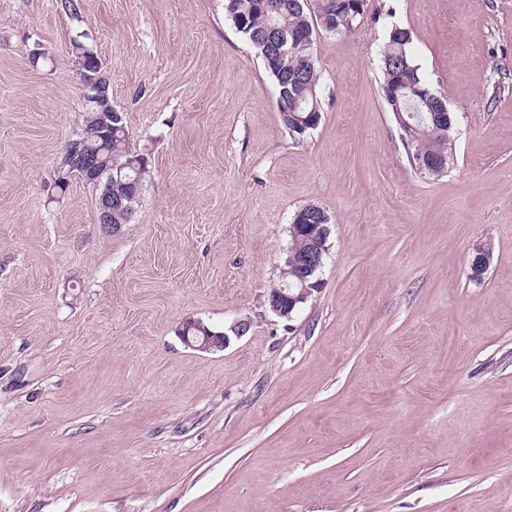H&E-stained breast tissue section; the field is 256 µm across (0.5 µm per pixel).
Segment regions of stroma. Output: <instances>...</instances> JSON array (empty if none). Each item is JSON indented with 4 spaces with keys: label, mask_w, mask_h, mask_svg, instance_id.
I'll use <instances>...</instances> for the list:
<instances>
[{
    "label": "stroma",
    "mask_w": 512,
    "mask_h": 512,
    "mask_svg": "<svg viewBox=\"0 0 512 512\" xmlns=\"http://www.w3.org/2000/svg\"><path fill=\"white\" fill-rule=\"evenodd\" d=\"M394 25L459 118L438 177L382 97ZM78 42L148 161L115 227L48 190ZM314 53L296 140L224 0H0V512H512V0H369ZM309 204L322 286L281 318ZM189 320L247 329L202 352Z\"/></svg>",
    "instance_id": "obj_1"
}]
</instances>
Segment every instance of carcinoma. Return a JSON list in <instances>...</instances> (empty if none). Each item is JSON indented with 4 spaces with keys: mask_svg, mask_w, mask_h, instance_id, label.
<instances>
[{
    "mask_svg": "<svg viewBox=\"0 0 512 512\" xmlns=\"http://www.w3.org/2000/svg\"><path fill=\"white\" fill-rule=\"evenodd\" d=\"M253 8L246 18H240L242 0H225L224 9L236 31L260 53L267 70L273 76L277 93L279 117L295 139L310 131L308 115L321 120L319 98L320 74L315 65L314 44L319 32L341 34L345 21L355 24L365 15L369 0H250ZM411 37L400 39L398 30L391 28L388 42L381 55L380 88L389 112L398 105L409 122L401 131L410 164L437 157L439 166L428 174L439 176L453 161L452 139L456 118L432 119V110L447 104L435 92L420 72L411 50ZM406 73L413 84L423 89L415 102L392 101L390 86L395 76ZM74 143L82 144L87 154L112 165V175H121L132 189L139 191L146 166L142 158L131 153L125 118L112 122V132L101 131L98 113L84 110V125ZM295 224H327L326 211L317 205H306L296 212Z\"/></svg>",
    "mask_w": 512,
    "mask_h": 512,
    "instance_id": "cac0c4a2",
    "label": "carcinoma"
}]
</instances>
